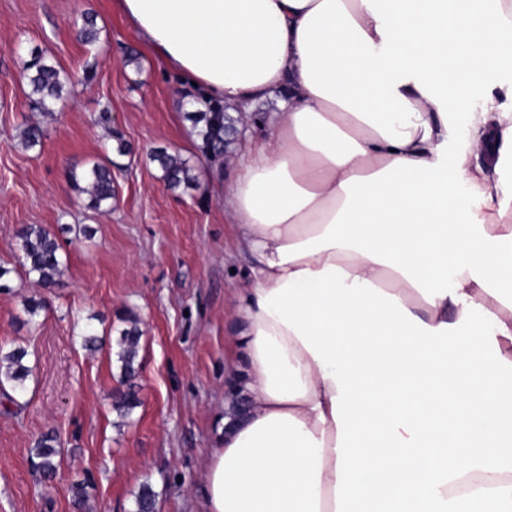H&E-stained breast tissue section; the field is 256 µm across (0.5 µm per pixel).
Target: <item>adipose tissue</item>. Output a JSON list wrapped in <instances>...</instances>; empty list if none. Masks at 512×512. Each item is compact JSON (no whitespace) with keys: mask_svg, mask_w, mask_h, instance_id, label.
Returning a JSON list of instances; mask_svg holds the SVG:
<instances>
[{"mask_svg":"<svg viewBox=\"0 0 512 512\" xmlns=\"http://www.w3.org/2000/svg\"><path fill=\"white\" fill-rule=\"evenodd\" d=\"M118 6L194 94L279 106L224 188L252 408L204 512H512V80L469 108L512 0Z\"/></svg>","mask_w":512,"mask_h":512,"instance_id":"1","label":"adipose tissue"}]
</instances>
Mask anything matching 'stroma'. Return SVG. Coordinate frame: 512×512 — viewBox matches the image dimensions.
I'll list each match as a JSON object with an SVG mask.
<instances>
[{"instance_id": "obj_1", "label": "stroma", "mask_w": 512, "mask_h": 512, "mask_svg": "<svg viewBox=\"0 0 512 512\" xmlns=\"http://www.w3.org/2000/svg\"><path fill=\"white\" fill-rule=\"evenodd\" d=\"M98 29L86 43L87 18ZM68 78L52 113L30 98L25 65L32 54ZM186 90L144 45L115 0H0V263L10 288L0 291V348L26 346L33 374L26 396L0 393V512H133L142 485L155 512H201L207 460L218 445L234 391L236 294L251 258L224 209V183L246 138L263 139L275 99L235 114L236 134L211 161L183 99ZM45 131L24 148L27 124ZM131 152L116 155L113 134ZM180 154L191 185L169 189L152 156ZM111 162L115 196L88 207L70 171ZM54 232L65 274L42 290L17 262L19 227ZM45 297L29 317L24 302ZM142 332L135 384L140 404L119 415L112 403L127 385L117 362L121 332ZM103 346L83 347L87 326ZM61 442L56 478L32 472L28 450L42 433Z\"/></svg>"}]
</instances>
